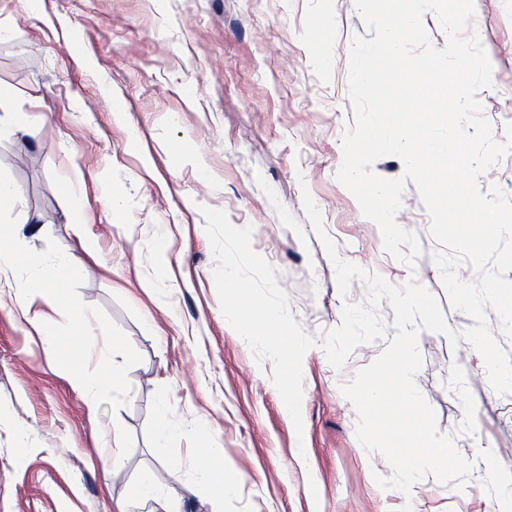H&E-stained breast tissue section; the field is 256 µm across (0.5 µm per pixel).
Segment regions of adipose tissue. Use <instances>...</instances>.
Here are the masks:
<instances>
[{"label":"adipose tissue","mask_w":512,"mask_h":512,"mask_svg":"<svg viewBox=\"0 0 512 512\" xmlns=\"http://www.w3.org/2000/svg\"><path fill=\"white\" fill-rule=\"evenodd\" d=\"M21 227L11 230L0 229V267L25 265L35 270V278L16 281L13 290L18 309L22 315L28 316L30 324L40 336L47 352L54 356L72 373V381L84 397L87 407H94L96 396L104 391L106 385L118 384L121 378L119 366L101 360L100 369L94 373L84 372L83 367L90 357L89 348L81 339H74L67 347H60L55 340L52 328L42 323L31 311L39 299L45 298L49 292L61 291L72 277L75 266L69 256L56 254L49 257H31L24 254L19 247ZM198 476L208 490L210 496L217 501L223 500L236 482V477L224 471L222 448L206 445L197 451Z\"/></svg>","instance_id":"1"}]
</instances>
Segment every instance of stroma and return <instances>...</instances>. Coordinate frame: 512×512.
<instances>
[{"mask_svg":"<svg viewBox=\"0 0 512 512\" xmlns=\"http://www.w3.org/2000/svg\"><path fill=\"white\" fill-rule=\"evenodd\" d=\"M473 32L492 64L478 99L496 141L512 123V0H474ZM326 19L327 38L314 28ZM0 87L13 105L42 115L18 128L0 112V178L22 204L0 225L39 219L22 242L33 255H70L80 265L62 293L37 311L61 346L73 309L96 322L84 340L124 368L120 393L88 409L56 359L15 307L0 268V512H499L512 478V394L491 386L467 342L421 332L415 382L474 466L464 490L426 475L410 492L380 488L386 458L356 437V412L340 386L375 360L395 331L379 308L384 338L333 368L320 343L360 303L353 281L341 294L325 245L395 285L416 281L439 301L450 330L472 326L455 309L432 256L440 248L414 184L399 225L415 233L414 266L388 255L377 225L337 179L342 138L355 121L348 93L354 39L371 38L355 0H0ZM126 103L123 119L109 98ZM83 199L71 212L60 183ZM69 190V191H70ZM120 192V214L110 195ZM322 212L308 221L304 194ZM252 227V246L277 269L290 310L318 342L303 359V433H296L270 381L230 327L217 297L214 258L201 207ZM95 240L87 250L86 237ZM122 429L124 479L101 462L104 430ZM177 428L158 455L160 424ZM209 428L237 486L223 502L199 483L197 432ZM175 472H166L168 464ZM145 469L163 472L162 498L130 502Z\"/></svg>","mask_w":512,"mask_h":512,"instance_id":"obj_1","label":"stroma"}]
</instances>
